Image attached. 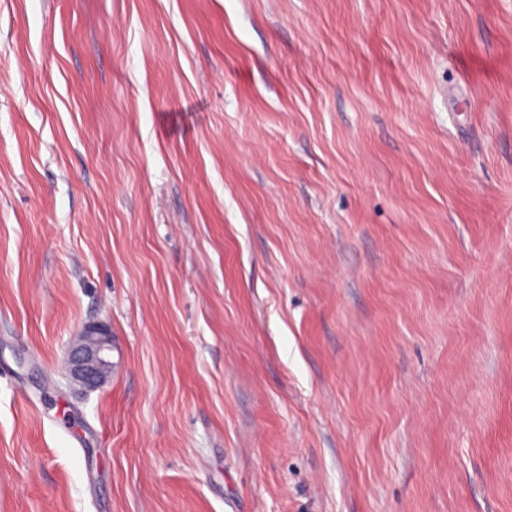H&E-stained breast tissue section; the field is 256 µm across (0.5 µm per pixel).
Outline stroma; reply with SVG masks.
Wrapping results in <instances>:
<instances>
[{
    "mask_svg": "<svg viewBox=\"0 0 512 512\" xmlns=\"http://www.w3.org/2000/svg\"><path fill=\"white\" fill-rule=\"evenodd\" d=\"M0 512H512V0H0ZM112 335L107 326L92 324L72 344L66 362V373L83 389L102 387L112 374Z\"/></svg>",
    "mask_w": 512,
    "mask_h": 512,
    "instance_id": "stroma-1",
    "label": "stroma"
}]
</instances>
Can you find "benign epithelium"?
Here are the masks:
<instances>
[{
	"label": "benign epithelium",
	"mask_w": 512,
	"mask_h": 512,
	"mask_svg": "<svg viewBox=\"0 0 512 512\" xmlns=\"http://www.w3.org/2000/svg\"><path fill=\"white\" fill-rule=\"evenodd\" d=\"M112 335L107 326L92 324L72 344L66 373L74 384L88 390L103 386L112 374Z\"/></svg>",
	"instance_id": "7a95c632"
}]
</instances>
